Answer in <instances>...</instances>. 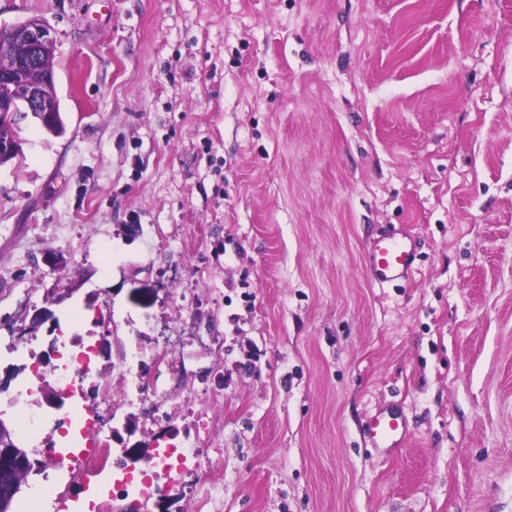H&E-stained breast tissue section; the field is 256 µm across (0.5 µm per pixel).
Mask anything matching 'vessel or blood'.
Segmentation results:
<instances>
[{
	"instance_id": "1",
	"label": "vessel or blood",
	"mask_w": 512,
	"mask_h": 512,
	"mask_svg": "<svg viewBox=\"0 0 512 512\" xmlns=\"http://www.w3.org/2000/svg\"><path fill=\"white\" fill-rule=\"evenodd\" d=\"M419 260V244L405 225L392 224L372 237L364 251V266L372 284L383 287L409 282ZM365 436L379 448L395 453L410 439L408 421L393 407L371 412Z\"/></svg>"
}]
</instances>
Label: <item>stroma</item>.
Returning <instances> with one entry per match:
<instances>
[{"label":"stroma","instance_id":"1","mask_svg":"<svg viewBox=\"0 0 512 512\" xmlns=\"http://www.w3.org/2000/svg\"><path fill=\"white\" fill-rule=\"evenodd\" d=\"M33 16L64 131L26 115L0 165V419L23 396L44 462L12 512L106 506L123 449L164 443L201 465L135 463L149 512H512V0H0V28ZM392 224L421 261L381 288ZM62 332L114 389L135 347L159 382L66 400L112 430L90 480L35 374ZM390 402L387 455L363 423ZM419 254V244L408 228L392 224L369 240L364 266L372 284L397 286L411 280ZM364 434L377 448H385L389 453L405 448L410 439L408 421L403 412L394 407L371 412L365 422Z\"/></svg>","mask_w":512,"mask_h":512}]
</instances>
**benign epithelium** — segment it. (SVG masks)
I'll list each match as a JSON object with an SVG mask.
<instances>
[{
	"mask_svg": "<svg viewBox=\"0 0 512 512\" xmlns=\"http://www.w3.org/2000/svg\"><path fill=\"white\" fill-rule=\"evenodd\" d=\"M8 36L24 46L25 52L13 63L0 66V161L19 153L18 119L30 113L42 126L57 130L60 116L44 109L56 98L54 39L46 22L31 17L7 29ZM23 491L18 485L0 484V512H9L12 501Z\"/></svg>",
	"mask_w": 512,
	"mask_h": 512,
	"instance_id": "7a95c632",
	"label": "benign epithelium"
}]
</instances>
